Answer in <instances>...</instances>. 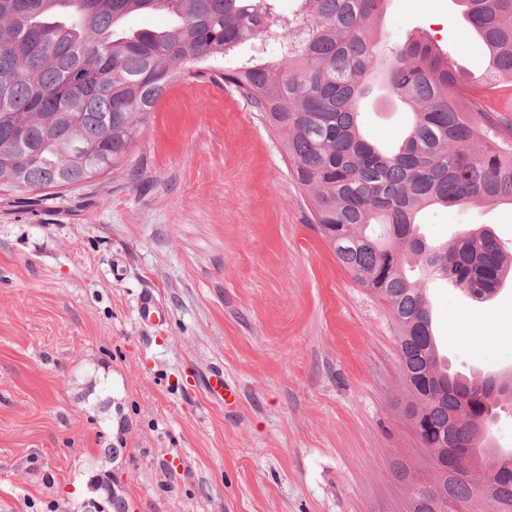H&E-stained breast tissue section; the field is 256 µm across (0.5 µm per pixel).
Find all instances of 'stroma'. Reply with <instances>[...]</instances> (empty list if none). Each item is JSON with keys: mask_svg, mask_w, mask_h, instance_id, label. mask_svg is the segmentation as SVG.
I'll return each mask as SVG.
<instances>
[{"mask_svg": "<svg viewBox=\"0 0 512 512\" xmlns=\"http://www.w3.org/2000/svg\"><path fill=\"white\" fill-rule=\"evenodd\" d=\"M382 29L484 67L455 0H387ZM360 112L366 139L402 144L407 105L379 88ZM416 222L432 245L480 224L512 250V204ZM424 286L452 370L512 372V280L485 302ZM218 372L231 406L207 390ZM406 400L393 322L233 88L174 84L122 169L0 191V512H112L115 495L130 512H405Z\"/></svg>", "mask_w": 512, "mask_h": 512, "instance_id": "35a3bbf8", "label": "stroma"}]
</instances>
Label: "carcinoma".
<instances>
[{
    "label": "carcinoma",
    "mask_w": 512,
    "mask_h": 512,
    "mask_svg": "<svg viewBox=\"0 0 512 512\" xmlns=\"http://www.w3.org/2000/svg\"><path fill=\"white\" fill-rule=\"evenodd\" d=\"M386 2L300 0L274 29L268 0H0V190L62 189L120 169L174 83L233 87L284 135L313 223L395 325L404 416L437 474L429 492L410 487L409 512L450 501L456 512H512V448L491 439L512 377L449 373L425 289L403 271L410 260L478 302L512 277V252L490 229L433 246L415 227L433 205L512 204V119L486 105L512 84V0H459L488 53L479 74L460 72L424 33L385 49ZM147 10L177 22L117 33ZM263 38L278 42L279 63L212 65ZM374 82L413 107L392 153L361 132L359 103Z\"/></svg>",
    "instance_id": "cac0c4a2"
}]
</instances>
